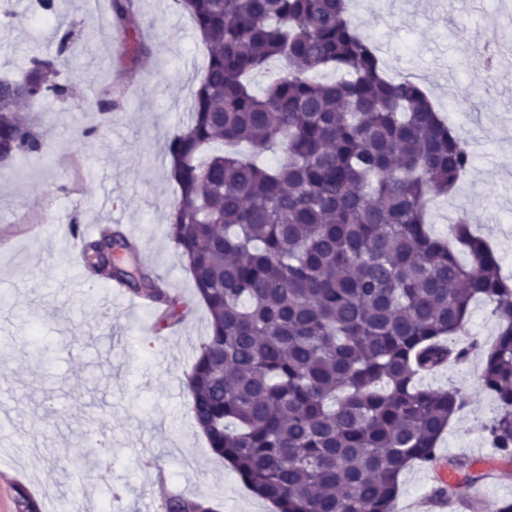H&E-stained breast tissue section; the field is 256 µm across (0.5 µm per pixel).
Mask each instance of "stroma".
I'll list each match as a JSON object with an SVG mask.
<instances>
[{
  "instance_id": "35a3bbf8",
  "label": "stroma",
  "mask_w": 512,
  "mask_h": 512,
  "mask_svg": "<svg viewBox=\"0 0 512 512\" xmlns=\"http://www.w3.org/2000/svg\"><path fill=\"white\" fill-rule=\"evenodd\" d=\"M389 73L420 83L449 127L470 134L474 163L432 206V229L446 234L449 205L472 223L512 275V65L487 71L482 48L496 41L512 58V0H350ZM151 44L121 106L103 123L96 101L115 79L119 39L109 0H56L43 17L36 0L0 10V76L32 55L55 56L73 30L77 49L63 71L73 94L38 115L39 155L0 167V512H18L25 486L41 512H144L156 490L211 497L221 512H272L213 454L189 408L187 377L208 332L186 263L167 235L177 198L167 176L166 140L187 120L206 49L173 0H139ZM118 224L140 245L170 291L192 309L156 331L155 310L108 294L63 248L72 228ZM481 354L427 376L456 387L468 404L438 448L444 456L493 457L485 426L496 408L479 384ZM109 441V458L94 454Z\"/></svg>"
}]
</instances>
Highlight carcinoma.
<instances>
[{
    "mask_svg": "<svg viewBox=\"0 0 512 512\" xmlns=\"http://www.w3.org/2000/svg\"><path fill=\"white\" fill-rule=\"evenodd\" d=\"M207 49L184 128L165 154L177 200L168 237L210 314L187 379L209 448L277 512H395L412 464L465 475L436 482L449 502L487 477L438 443L466 400L421 380L480 348L459 345L474 300L499 322L481 388L497 403L486 425L496 461L512 465V279L467 213L430 227L428 204L468 172L473 152L421 86L388 76L347 0H181ZM128 85L151 55L138 0H110ZM75 38L56 56L0 77V162L42 149L30 114L66 100L59 80ZM281 63L261 91L253 76ZM326 71L339 81L319 80ZM272 152L265 166L257 156ZM153 305L157 326L183 302L143 265L137 242L106 224L85 243V271ZM21 512H40L15 487ZM171 493L165 512H217Z\"/></svg>",
    "mask_w": 512,
    "mask_h": 512,
    "instance_id": "1",
    "label": "carcinoma"
}]
</instances>
